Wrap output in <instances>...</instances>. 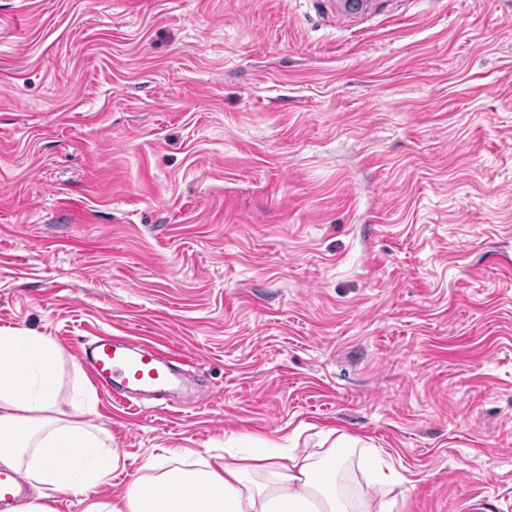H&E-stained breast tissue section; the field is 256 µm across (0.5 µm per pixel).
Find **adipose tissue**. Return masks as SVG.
<instances>
[{
    "mask_svg": "<svg viewBox=\"0 0 512 512\" xmlns=\"http://www.w3.org/2000/svg\"><path fill=\"white\" fill-rule=\"evenodd\" d=\"M65 354L50 337L20 328L0 330V468L24 471L32 497L12 512H55L51 492L84 496L110 482L120 454L107 432L87 422L92 390L74 385L62 396ZM224 451L213 466L199 456L150 458L147 474L112 501L89 503L85 512H391L400 476H378L362 496L342 499L336 473L350 449L334 446Z\"/></svg>",
    "mask_w": 512,
    "mask_h": 512,
    "instance_id": "adipose-tissue-1",
    "label": "adipose tissue"
}]
</instances>
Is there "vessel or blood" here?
Masks as SVG:
<instances>
[{
    "mask_svg": "<svg viewBox=\"0 0 512 512\" xmlns=\"http://www.w3.org/2000/svg\"><path fill=\"white\" fill-rule=\"evenodd\" d=\"M80 356L107 393L119 386L134 392L166 391L175 384L177 370L186 360L184 353L173 348L160 344L135 348L125 337L105 333L83 347ZM24 484L22 474L0 472V506L18 499Z\"/></svg>",
    "mask_w": 512,
    "mask_h": 512,
    "instance_id": "1",
    "label": "vessel or blood"
}]
</instances>
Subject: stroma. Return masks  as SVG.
I'll list each match as a JSON object with an SVG mask.
<instances>
[{"mask_svg": "<svg viewBox=\"0 0 512 512\" xmlns=\"http://www.w3.org/2000/svg\"><path fill=\"white\" fill-rule=\"evenodd\" d=\"M0 328L68 388L102 332L190 356L181 407L95 389L93 498L336 429L393 512H512V0H0Z\"/></svg>", "mask_w": 512, "mask_h": 512, "instance_id": "35a3bbf8", "label": "stroma"}]
</instances>
